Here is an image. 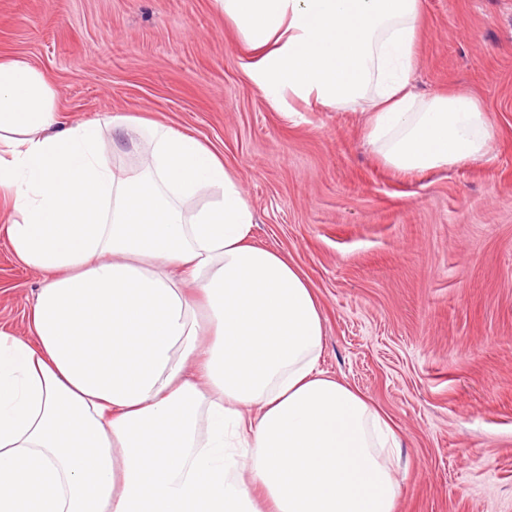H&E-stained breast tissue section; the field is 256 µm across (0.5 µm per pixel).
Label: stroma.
Returning <instances> with one entry per match:
<instances>
[{"label":"stroma","instance_id":"stroma-1","mask_svg":"<svg viewBox=\"0 0 512 512\" xmlns=\"http://www.w3.org/2000/svg\"><path fill=\"white\" fill-rule=\"evenodd\" d=\"M412 81L471 92L496 131L489 158L392 171L365 118L273 107L214 0H0V56L31 62L69 123L100 121L110 165L142 170L113 115L214 147L255 212L251 240L318 296L320 366L388 415L395 512H512V0H421ZM42 278L0 235V328L23 336Z\"/></svg>","mask_w":512,"mask_h":512}]
</instances>
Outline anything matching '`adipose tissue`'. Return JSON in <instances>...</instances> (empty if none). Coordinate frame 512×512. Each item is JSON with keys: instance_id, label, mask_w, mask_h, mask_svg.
I'll return each mask as SVG.
<instances>
[{"instance_id": "1", "label": "adipose tissue", "mask_w": 512, "mask_h": 512, "mask_svg": "<svg viewBox=\"0 0 512 512\" xmlns=\"http://www.w3.org/2000/svg\"><path fill=\"white\" fill-rule=\"evenodd\" d=\"M217 2L270 102L361 109L392 170L490 153L476 96L414 89L420 0ZM55 100L27 60L0 59V193L16 214L0 232L42 277L29 335L0 329V512H395L393 428L320 369L319 300L251 243L223 156L115 115L151 147L122 175L100 124L65 125Z\"/></svg>"}]
</instances>
